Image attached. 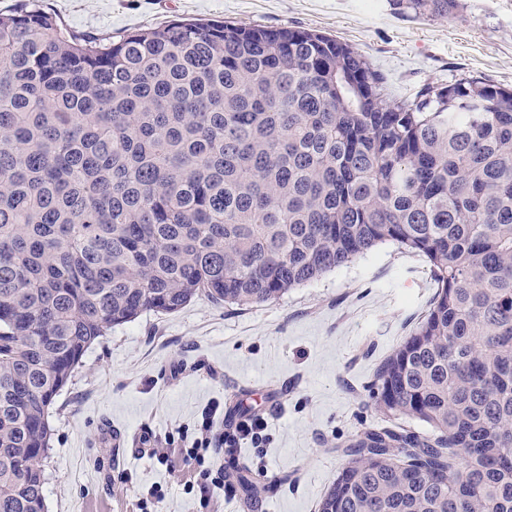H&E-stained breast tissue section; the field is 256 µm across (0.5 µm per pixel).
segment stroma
<instances>
[{"instance_id": "stroma-1", "label": "stroma", "mask_w": 512, "mask_h": 512, "mask_svg": "<svg viewBox=\"0 0 512 512\" xmlns=\"http://www.w3.org/2000/svg\"><path fill=\"white\" fill-rule=\"evenodd\" d=\"M450 16H416L392 0H0L55 13L69 30L119 39L177 18L314 30L364 54L393 97L478 77L512 89V0H459ZM437 284L426 258L387 243L252 306L201 298L170 315L115 327L84 354L57 396L45 461L48 512H132L133 494L167 484L157 512H197L193 498L143 456L142 435L190 429L212 407L267 422L264 447L237 454L268 493L225 497L224 512H317L378 408L379 365L428 310ZM130 486L116 484L119 473Z\"/></svg>"}]
</instances>
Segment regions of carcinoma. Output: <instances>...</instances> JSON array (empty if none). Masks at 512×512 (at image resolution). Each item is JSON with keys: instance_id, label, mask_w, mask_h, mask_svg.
<instances>
[{"instance_id": "carcinoma-1", "label": "carcinoma", "mask_w": 512, "mask_h": 512, "mask_svg": "<svg viewBox=\"0 0 512 512\" xmlns=\"http://www.w3.org/2000/svg\"><path fill=\"white\" fill-rule=\"evenodd\" d=\"M387 242L437 293L376 401L431 434L364 431L318 512H512V90L391 100L365 55L305 29L114 41L1 12L0 512H46L54 400L112 328L277 300Z\"/></svg>"}]
</instances>
